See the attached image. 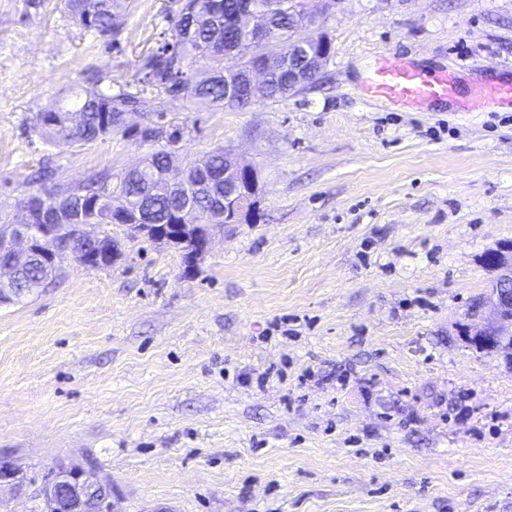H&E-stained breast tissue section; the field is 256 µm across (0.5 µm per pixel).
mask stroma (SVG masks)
<instances>
[{"instance_id": "1", "label": "stroma", "mask_w": 512, "mask_h": 512, "mask_svg": "<svg viewBox=\"0 0 512 512\" xmlns=\"http://www.w3.org/2000/svg\"><path fill=\"white\" fill-rule=\"evenodd\" d=\"M331 50L285 99L200 110L156 97L123 131L48 143L40 112L122 89L178 0H135L104 37L65 0H0V216L33 173L52 187L137 164L140 128L181 132L174 165L216 147L259 189L192 272L125 239L112 266L64 264L0 306V512H42L49 471L93 463L112 512H512V334L486 304L512 249V104L464 112L368 97L400 57L457 71L460 95L512 78V0H296ZM503 332L500 328L495 326H490L482 330L480 333L475 334L474 339L480 343H483L485 345H491L495 348L500 347L503 348L504 346H508L512 349V337L509 336V338H505L503 336ZM472 337H469V342L479 350L484 349H490L488 347H485L479 343H477Z\"/></svg>"}]
</instances>
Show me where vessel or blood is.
<instances>
[{
	"mask_svg": "<svg viewBox=\"0 0 512 512\" xmlns=\"http://www.w3.org/2000/svg\"><path fill=\"white\" fill-rule=\"evenodd\" d=\"M371 89L375 96L388 101L422 107L455 100L458 82L456 76L448 73L429 74L392 59L375 70ZM503 103L512 104V81L496 80L477 85L462 108L467 112H481L489 106Z\"/></svg>",
	"mask_w": 512,
	"mask_h": 512,
	"instance_id": "obj_1",
	"label": "vessel or blood"
}]
</instances>
